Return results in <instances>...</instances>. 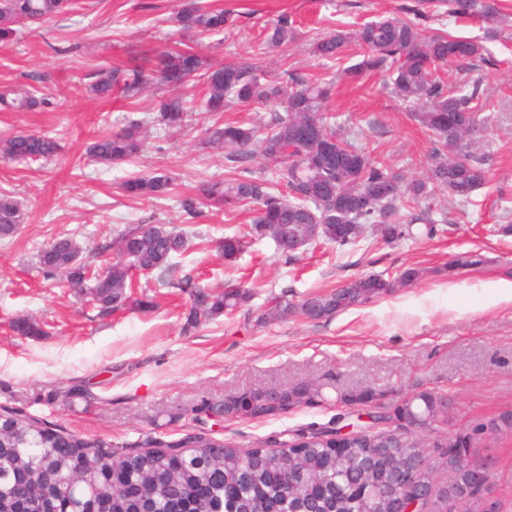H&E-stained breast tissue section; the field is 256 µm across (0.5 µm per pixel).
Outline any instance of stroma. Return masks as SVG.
I'll return each mask as SVG.
<instances>
[{"mask_svg": "<svg viewBox=\"0 0 512 512\" xmlns=\"http://www.w3.org/2000/svg\"><path fill=\"white\" fill-rule=\"evenodd\" d=\"M236 10L233 33L196 39L175 21L176 0H77L74 10L18 29L0 45V92H30L45 106L26 112L0 110V137L46 133L60 144L48 161L0 160V194L19 204L21 222L0 238V410L79 434L104 448L144 451L202 435L248 449L288 442L312 426H325L343 411L340 394L368 388L379 397L369 412L421 391L448 397V415L429 441L462 433L466 460L487 467L486 495L498 512H512V301L491 302L486 283L512 281V235L496 233L512 211V27L489 42L492 62L447 66L448 81H479L494 106L479 144L491 153V181L463 206L441 195L446 218L431 239L387 245L372 239L338 248L318 243L281 257L265 239L233 262L215 244L237 234L247 212L223 207L186 215L185 197L201 183L229 174L223 152L203 143L207 128L230 121L254 123L259 106H235L221 114L194 105L185 127L151 124L165 89L148 84L127 98L90 96L89 76L111 67L145 65L147 55L173 42L196 45L206 63L249 58L262 31L281 13L295 21L297 38L262 60L269 75L283 70L336 82L328 104L336 127L356 132L368 152L389 158L407 174L427 167L430 139L413 122L382 75L358 83L342 80L360 61L355 48L324 69L309 45L317 35L352 29L412 5L413 0H208ZM142 121L145 149L135 160L102 165L87 149L97 138ZM161 171L173 179L158 199L127 196L123 179ZM150 221L191 230L188 249L173 257L175 274H193L201 286L240 284L251 299L232 315L199 327L186 323L190 299L159 284L156 274L138 275L142 306L110 312L89 304L79 289L45 277L38 251L62 236L74 237L83 261L102 266L101 252L118 233ZM480 253L481 265L453 270L457 253ZM422 278L327 321L287 318L264 321L273 298L292 301L308 292H328L365 275L396 279L405 268ZM35 323L25 335L17 326ZM320 386L324 399L302 404L277 418L227 420L198 413L218 406L225 393Z\"/></svg>", "mask_w": 512, "mask_h": 512, "instance_id": "35a3bbf8", "label": "stroma"}]
</instances>
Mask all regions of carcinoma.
Listing matches in <instances>:
<instances>
[{
  "mask_svg": "<svg viewBox=\"0 0 512 512\" xmlns=\"http://www.w3.org/2000/svg\"><path fill=\"white\" fill-rule=\"evenodd\" d=\"M72 0H0V41L16 33V26L40 24L64 12ZM433 16L446 13L461 20H478L495 34L505 20L499 0H436ZM427 12L418 6L404 14L381 17L356 29L336 30L313 40L310 52L333 62L355 45L360 62L343 70L356 80L369 72H384L392 92L407 105L410 116L433 136L431 163L420 178H406L384 157L366 151L353 136L336 130L324 111L330 82L295 73L288 79L268 76L262 55L296 38V28L283 15L266 28L254 50V58L217 66L205 64L189 45L175 46L156 55V69L113 68L93 76L89 92L109 97L120 89L137 95L155 79L176 94L159 104L156 121L177 128L189 117L179 93L184 86L201 87L207 112H222L236 105L259 104L271 109L262 123L245 126L228 122L209 132L207 143L224 150L230 168L239 169L259 156L281 165L276 180L262 174L234 175L205 183L202 199L211 205L252 210L244 232L227 236L220 244L224 260L232 262L250 240L269 238L287 257L288 241L307 235L340 247L355 246L374 236L384 243L437 234L432 200L446 191L461 202L490 178L492 158L474 146L488 122L482 112L490 103L477 82L448 83L442 68L485 60L483 41L454 36L424 27ZM176 21L184 31L201 35L231 32L238 26L236 14L207 6L199 0H180ZM38 100L32 93L13 98L0 95L6 110H30ZM140 122L130 121L117 133L98 138L89 148L97 162L110 165L139 155L144 142ZM59 144L55 138L18 133L0 140L3 160H48ZM391 183L396 194H382ZM171 177L153 172L128 179L125 192L146 197L164 193ZM200 199V200H202ZM200 200L182 203L189 216L197 213ZM21 221L19 207L8 196L0 198V237L11 235ZM188 244L186 232L166 224H137L114 242L118 257L101 272L80 260L82 249L72 237L59 238L39 251V265L48 277L60 276L89 296L103 310H117L132 302L131 270L138 268L162 275L163 283L189 295L187 324L197 327L222 314L230 315L250 300L252 292L239 284L208 290L186 274L171 276V259ZM482 263L475 252L453 256L448 267L467 268ZM395 283L369 275L325 293H308L298 302L276 301L262 315L279 320L299 315L323 321L353 306L389 294ZM289 407L314 404L320 387L304 381L281 390ZM220 413L226 418L265 419L280 416L266 404L262 391L224 395ZM448 416V398L427 391L415 394L392 411L371 416L369 429L359 437L338 444L332 436L339 428L318 429L288 444L272 448L257 445L243 450L230 442L188 437L177 447L145 451H114L95 447L80 435L41 424L15 412L0 414V512H357L361 497L397 494L393 476L406 460L424 457L429 442L396 433L393 421L428 428ZM73 485L64 496L59 487ZM467 473L458 469L454 478L435 494L448 500L466 498Z\"/></svg>",
  "mask_w": 512,
  "mask_h": 512,
  "instance_id": "obj_1",
  "label": "carcinoma"
}]
</instances>
